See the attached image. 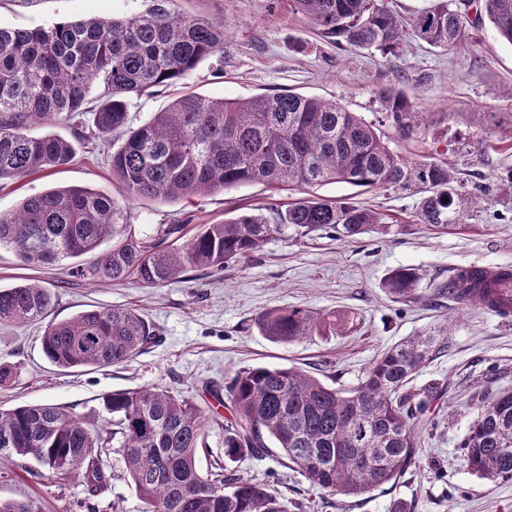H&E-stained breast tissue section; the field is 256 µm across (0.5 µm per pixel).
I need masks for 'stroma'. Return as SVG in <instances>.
I'll return each mask as SVG.
<instances>
[{"label": "stroma", "mask_w": 512, "mask_h": 512, "mask_svg": "<svg viewBox=\"0 0 512 512\" xmlns=\"http://www.w3.org/2000/svg\"><path fill=\"white\" fill-rule=\"evenodd\" d=\"M147 0H0V26L32 28L93 17L123 18L144 11ZM181 11L224 27V52L200 62L182 81L135 100L129 124L136 127L194 92L209 98H249L290 90L338 101L376 123L384 139L404 154L437 153L456 172L463 193L495 179L493 200L474 201L465 227L434 230L417 215L412 192L333 183L312 195L346 199L383 215L387 235L337 238L317 231L303 238H271L252 259L217 278L194 271L159 287L133 280L91 282L72 275V261L33 269L15 252L0 248V288L34 280L54 294L51 319L89 308L138 310L154 326L155 343L130 361L101 368L62 370L42 351L43 322L0 324V365L14 368L10 386H0V409L50 402L80 416L99 410L109 392L140 386L180 391L209 401V388L225 386L244 367H293L325 383L349 388L376 356L400 339L440 324L448 347L423 367L415 384L443 383L447 393L435 412L436 426L421 436L419 459L399 482L354 497H329L281 464L279 452L245 457L234 467L247 478L298 501L301 512H390L394 500L413 502V512H512V481L474 474L460 442L477 417V403L512 390V320L484 308L438 296L440 282L463 266H512V46L491 25L467 29L443 50L407 40L384 57L363 49L339 50L334 38L315 31L289 0H178ZM403 85L423 121L416 139H400L386 122L377 91ZM106 142L80 145L68 166L21 180L0 182V214L16 211L29 196L76 185L120 198ZM289 194L248 184L208 196L176 201L126 203L123 233L141 237L161 224H217L256 208L287 204ZM410 266L420 280L418 299L391 301L382 288L392 270ZM291 305L316 311H353L351 331H331L280 345L262 336L254 319L263 310ZM32 461L0 466V498L30 499L39 512H65L81 499L76 480L30 476Z\"/></svg>", "instance_id": "obj_1"}]
</instances>
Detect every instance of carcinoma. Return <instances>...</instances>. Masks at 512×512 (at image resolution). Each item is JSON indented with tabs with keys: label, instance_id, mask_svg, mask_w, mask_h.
Returning a JSON list of instances; mask_svg holds the SVG:
<instances>
[{
	"label": "carcinoma",
	"instance_id": "obj_1",
	"mask_svg": "<svg viewBox=\"0 0 512 512\" xmlns=\"http://www.w3.org/2000/svg\"><path fill=\"white\" fill-rule=\"evenodd\" d=\"M293 12L339 49H374L394 55L408 38L448 49L463 38L468 18L448 0L410 22L386 0H290ZM475 21L488 19L512 45V0H475ZM224 52V27L150 0L142 13L121 19L59 21L35 28L0 27V181L53 172L74 158L75 142L109 139L112 176L128 201L207 196L264 183L280 191L346 183L368 190L420 194L417 215L436 229L461 225L465 198L448 164L430 154L408 158L392 149L374 124L336 101L293 92L249 99H211L189 93L136 128L128 127L133 101L184 78L204 59ZM98 94H93V91ZM386 118L405 140L417 137L422 114L408 92L379 90ZM74 123L76 141L31 135L34 123ZM379 213L342 200L294 199L269 212L244 213L220 224H201L184 238L181 224L150 237L120 236L125 208L87 188H56L0 214V247L14 249L27 267L54 266L112 248L75 273L98 280L132 278L157 287L189 270L218 275L292 229L304 237L331 229L343 238L386 234ZM419 274L391 271L382 288L395 300H416ZM493 289L473 266L439 285L438 293L484 307ZM51 291L37 283L0 288V323L46 321L45 357L61 369L100 368L126 362L154 343L153 326L134 309H89L62 321L46 320ZM353 322L349 315L288 305L254 319L270 341L291 344ZM448 327L437 326L385 349L357 385L336 388L293 368H245L214 389L229 401L224 460L236 462L282 452V466L328 496H358L395 483L416 462L419 435L432 425L446 388L411 385L415 375L447 348ZM215 412L192 397L158 387L116 390L102 397L101 418L67 407L30 403L0 411V466L12 457L32 460L48 479L80 480L87 512L116 474L103 455L113 448L142 512H291L296 503L228 466L205 473L198 464ZM472 471L512 481V391L483 403L462 442ZM0 512H38L32 500H0Z\"/></svg>",
	"mask_w": 512,
	"mask_h": 512
}]
</instances>
